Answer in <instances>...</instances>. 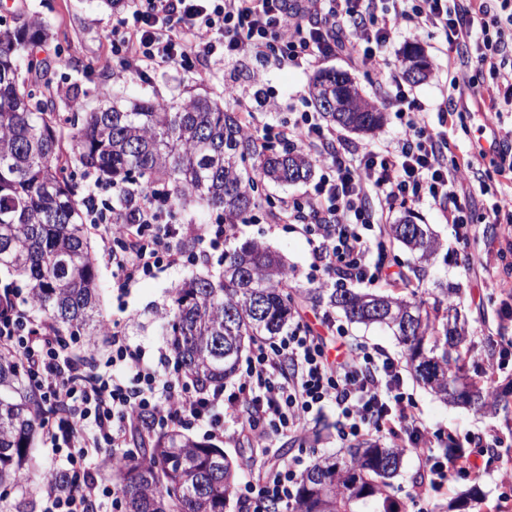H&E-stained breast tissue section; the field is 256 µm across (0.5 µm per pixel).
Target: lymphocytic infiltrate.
<instances>
[{
	"instance_id": "lymphocytic-infiltrate-1",
	"label": "lymphocytic infiltrate",
	"mask_w": 512,
	"mask_h": 512,
	"mask_svg": "<svg viewBox=\"0 0 512 512\" xmlns=\"http://www.w3.org/2000/svg\"><path fill=\"white\" fill-rule=\"evenodd\" d=\"M112 35L117 76L149 80L165 66L195 74L200 59L216 61L247 54L283 68L305 69L336 55L352 67L388 76L392 101L400 108V136L361 149H347L339 133L315 113L299 112L277 136L322 163L327 173L302 199L281 201L277 222L300 225L311 245L316 272L376 284L386 280L384 241H373L376 225L387 223L392 203L424 200L449 203L448 222L458 244L468 245L477 224L491 229L512 224V198L495 202L474 220L459 187L476 158L496 154L497 172L512 180V129L501 125L512 103V0H131ZM433 30L454 58L448 63L452 88L467 87L484 101L483 124L493 130L489 150L447 163L440 131L422 106L409 99L383 47L401 27ZM475 56V72L460 58ZM165 187L152 186L136 197L132 224L112 220V198L90 194L87 223L108 242L107 257L119 288L152 277L163 267L195 262L179 246L187 235L211 249L224 244L221 224H172ZM336 338L344 357L330 359L322 337L296 321L284 335L254 345L238 368L236 390L198 383L177 387L148 362L144 352L112 340L111 374L86 370L66 353L49 325L31 321L11 287L0 290V345L17 351L31 381L47 402L68 412L44 422L42 434L66 464L51 472L43 512H119L123 495L94 479L106 452L121 448L134 432L169 424L199 427L212 437L234 436L267 444L278 434L301 433L308 418L334 407L349 435L405 437L422 459L432 489L447 486L449 474L470 476L481 468L487 441L473 435L449 438L444 456L433 442L404 388L400 363L376 347L351 341L344 329ZM296 472L283 466L254 474L246 497L267 506L288 507Z\"/></svg>"
}]
</instances>
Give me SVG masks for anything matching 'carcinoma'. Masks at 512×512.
<instances>
[{"label": "carcinoma", "mask_w": 512, "mask_h": 512, "mask_svg": "<svg viewBox=\"0 0 512 512\" xmlns=\"http://www.w3.org/2000/svg\"><path fill=\"white\" fill-rule=\"evenodd\" d=\"M49 38L46 26L24 14L0 29V268L26 282L29 302L51 320L56 335H94L105 331L106 322L73 163L117 186L137 178L145 189L162 184L172 204L220 211L226 224L245 220L259 205L261 181H306L312 163L288 144L277 149L249 137L241 117L207 96L174 108L147 96L120 106L101 93L97 107L84 112L74 87L66 93L74 112L63 119L50 63L36 53ZM402 65L414 83L431 74L415 46L404 52ZM415 71L420 78L412 77ZM311 96L344 128L372 133L383 123L382 112L345 72H319ZM112 210L133 220V197L116 196ZM386 234L421 262L442 247L428 225L409 215L387 225ZM290 276L281 255L250 240L224 248L219 281L192 274L173 288V311L165 319L185 376L218 382L235 375L245 343L287 332L300 299L335 308L352 323L390 330L416 381L436 398L512 419V400L485 376L470 373L474 342L452 315L460 289L441 283L430 304L346 288L292 294ZM45 405L17 352L0 346V487L36 480L31 452ZM406 453L370 441L349 448L345 457L316 461L298 479L292 512H352L358 503L395 512L388 489ZM112 473L126 512H224L239 479L223 449L175 429L158 432L139 454L115 461ZM479 498L476 488L458 493L448 512H466Z\"/></svg>", "instance_id": "cac0c4a2"}]
</instances>
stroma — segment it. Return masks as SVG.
<instances>
[{"label":"stroma","instance_id":"stroma-1","mask_svg":"<svg viewBox=\"0 0 512 512\" xmlns=\"http://www.w3.org/2000/svg\"><path fill=\"white\" fill-rule=\"evenodd\" d=\"M26 11L49 26L51 39L45 46L55 71V83L60 89L78 87L85 94L87 105H95L99 91L106 90L117 97L147 95L166 102L180 101L198 95L210 97L223 94L226 87H233L239 98L253 112L257 128L276 129L288 122L293 114L310 108V88L315 69H281L272 62H261L252 56H241L215 66L200 65L195 76L185 75L171 66L153 72L150 81L143 82L129 77L115 79L105 67L112 57V29L123 15V8L108 9L101 0H0V26L12 25L19 11ZM420 46L432 65V74L422 83L411 84L413 98L424 106L426 112L436 113L443 86L448 78V57L440 47L438 35L428 31L409 34L400 29L389 43L386 56L392 63H399L406 45ZM324 68L350 71L361 94L378 102L384 116L380 129L370 134L344 131L349 143L369 146L381 138L400 134L401 123L397 108L392 104L389 84L364 70H349L344 57L336 56L323 63ZM264 72L262 83H254L255 69ZM276 96L281 109L268 112L260 101L265 96ZM304 184L278 187L265 184L261 190L263 202L249 215L247 222L238 224L239 240L254 239L271 247L285 257L292 275L291 289L312 287L311 247L304 234L285 224L274 223L269 205L284 198H295L304 191ZM413 213L418 223L430 225L443 244V254L427 263H420L401 246L387 252L385 263L391 270L407 274L409 284H397L395 292L415 294L428 299L437 282L456 284L460 290L458 321L467 328L475 344L470 361L472 370H482L487 358V343L503 348L512 343V293L493 287L486 279L480 261L489 258L496 268L497 277L512 274V243L499 238L487 243L477 237L468 247H460L452 238L451 228L440 206L423 204L413 208L395 202L392 222H399L406 213ZM92 249L98 259V272L103 285L101 308L113 330L126 337L132 344L143 347L151 362L160 357H174L171 340L162 332V318L171 308L170 292L186 276L188 270L216 279L224 270L223 250L200 253L196 242H188L191 251L200 257L194 268L165 267L153 277L132 283L127 291H119L112 279V268L105 261L107 242L100 235H92ZM299 312L315 333L327 335V323L345 326L350 335L384 350L388 355L400 357V347L391 332L378 327H365L347 322L338 311H325L308 302H300ZM408 392L412 393L417 411L429 432L453 433L466 438L477 432L503 436L506 445H512V428H505L501 419L482 415L457 405L446 404L419 386L412 375H405ZM339 425L334 409H325L321 416L310 422L305 438L296 440L278 437L277 456L258 450L255 443L240 439H221L218 442L226 455L236 462L253 459L256 468L265 469L274 463L293 464L302 460L311 465L324 456L337 453L342 445L337 437ZM485 473L478 478L485 500L477 512H512V455L504 448L491 449L482 461ZM424 471L414 452H407L401 474L394 479L391 496L396 512H439L447 503L449 493L470 486L467 478L452 479L448 493H435L421 487L418 477Z\"/></svg>","mask_w":512,"mask_h":512}]
</instances>
